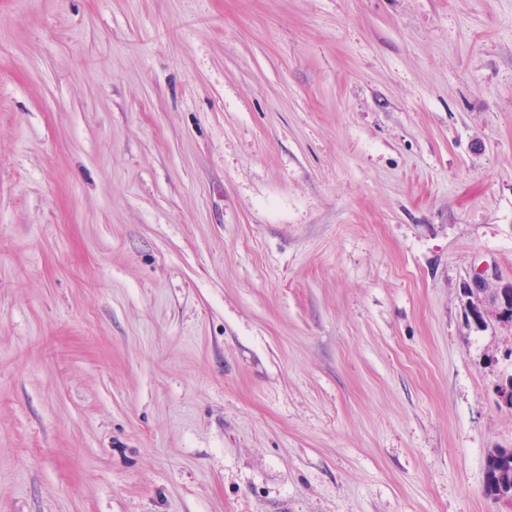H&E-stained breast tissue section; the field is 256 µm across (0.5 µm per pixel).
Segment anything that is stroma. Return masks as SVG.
Listing matches in <instances>:
<instances>
[{"label": "stroma", "mask_w": 512, "mask_h": 512, "mask_svg": "<svg viewBox=\"0 0 512 512\" xmlns=\"http://www.w3.org/2000/svg\"><path fill=\"white\" fill-rule=\"evenodd\" d=\"M510 283L512 0H0V512H512ZM485 493L495 501L511 496L512 448H495L485 459Z\"/></svg>", "instance_id": "obj_1"}]
</instances>
